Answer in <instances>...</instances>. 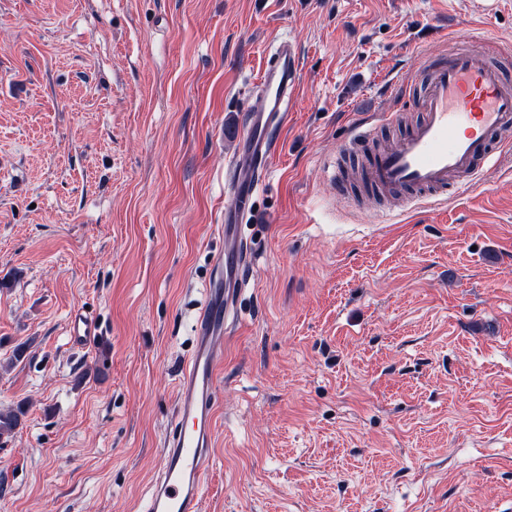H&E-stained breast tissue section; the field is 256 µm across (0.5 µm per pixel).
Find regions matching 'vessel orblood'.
<instances>
[{"label": "vessel or blood", "instance_id": "vessel-or-blood-1", "mask_svg": "<svg viewBox=\"0 0 512 512\" xmlns=\"http://www.w3.org/2000/svg\"><path fill=\"white\" fill-rule=\"evenodd\" d=\"M300 71L296 45L280 41L255 85L246 134L228 169L230 184L252 193L263 182L279 148L276 133L288 122ZM418 106L422 121L396 146L374 152L363 170V178L379 192L413 188L436 193L470 185L507 147L503 135L512 132V82L489 65L481 49L449 52L432 69ZM251 216L245 207L224 213V249L195 326L194 351L181 370L173 428L145 512H202L224 331L237 314L247 268L241 225Z\"/></svg>", "mask_w": 512, "mask_h": 512}]
</instances>
